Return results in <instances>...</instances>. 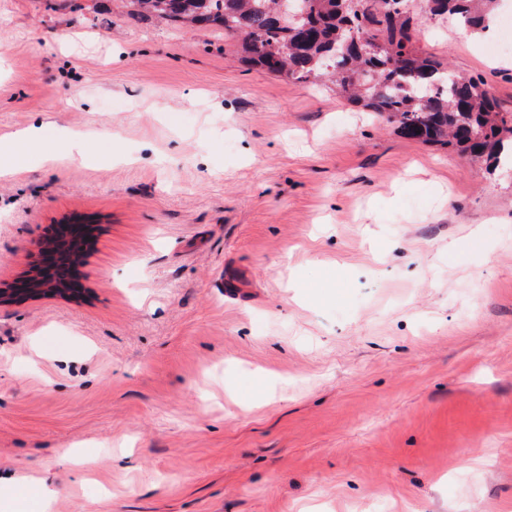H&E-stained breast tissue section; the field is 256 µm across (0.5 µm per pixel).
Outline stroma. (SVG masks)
I'll return each mask as SVG.
<instances>
[{"label": "stroma", "mask_w": 512, "mask_h": 512, "mask_svg": "<svg viewBox=\"0 0 512 512\" xmlns=\"http://www.w3.org/2000/svg\"><path fill=\"white\" fill-rule=\"evenodd\" d=\"M412 10L512 112V0ZM40 121L0 287L82 214L93 296L0 305V473L52 512H512V176L124 0H0V145ZM432 16L456 15L474 33H482L488 26V6L495 0H427Z\"/></svg>", "instance_id": "obj_1"}]
</instances>
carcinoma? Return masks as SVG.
Returning <instances> with one entry per match:
<instances>
[{"mask_svg":"<svg viewBox=\"0 0 512 512\" xmlns=\"http://www.w3.org/2000/svg\"><path fill=\"white\" fill-rule=\"evenodd\" d=\"M301 18L279 22L277 0H130L131 13L233 36L248 66L298 82H325L410 140L448 146L501 166L512 151V113L486 85L457 76L413 44L404 0H300ZM495 0H427L432 16L456 15L474 33Z\"/></svg>","mask_w":512,"mask_h":512,"instance_id":"carcinoma-1","label":"carcinoma"}]
</instances>
